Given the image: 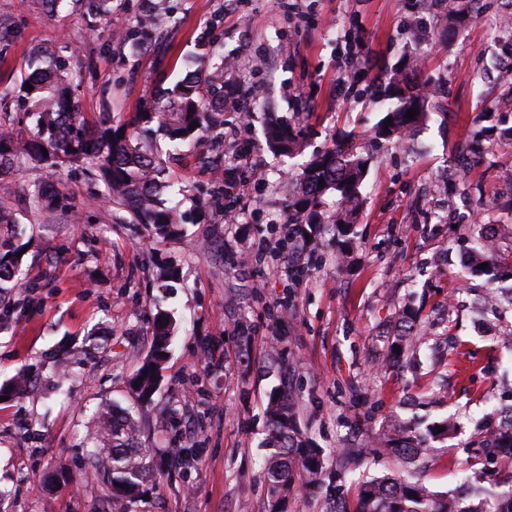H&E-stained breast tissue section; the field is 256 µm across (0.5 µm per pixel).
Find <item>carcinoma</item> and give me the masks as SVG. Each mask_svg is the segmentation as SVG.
I'll list each match as a JSON object with an SVG mask.
<instances>
[{"instance_id": "obj_1", "label": "carcinoma", "mask_w": 512, "mask_h": 512, "mask_svg": "<svg viewBox=\"0 0 512 512\" xmlns=\"http://www.w3.org/2000/svg\"><path fill=\"white\" fill-rule=\"evenodd\" d=\"M47 12H55L70 5L84 13L112 21V0H41ZM171 12L169 0H155L148 5L145 23L155 25ZM417 63L394 72L385 92L390 96L385 120L374 127L372 139L392 142L401 147L409 144L414 131L429 116V110L438 107L439 90L434 86L424 89L416 81ZM32 90H27L25 84ZM19 98L25 112L35 120V133L22 139L7 128L0 127V174L13 168L20 155L35 158L52 167L60 159L72 163L89 157L97 159L99 178L110 202L128 209L138 224H147L158 239L183 235V225L191 222L186 213L168 205V197L177 193L176 185L168 179L153 152L140 143L133 144L124 137L125 127L112 126L109 120L89 128L81 119L80 104L71 88L69 67L65 59L45 47L33 52L21 74ZM418 108L415 119L405 118L407 111ZM224 112V57L207 71L188 72L175 86L163 104H154L135 116V123H158L173 148L195 138L202 129H214L223 124ZM199 127L192 128L193 123ZM267 147L280 154H295L301 142L289 123L272 119L265 132ZM48 156H43V153ZM354 139L334 142L333 146L316 155L305 167L296 183L288 204L290 224H329L340 235H345L357 222L362 208L360 186L368 164ZM325 185H319V180ZM30 203L36 210L53 213L61 207L60 195L50 187L34 186ZM486 244L479 249L473 269L489 267L498 260L494 240L484 236ZM23 249L15 245L13 237L0 234V306L10 312L11 295L28 288L24 280ZM504 300L512 303L511 288H493L480 301L477 312L484 315ZM173 320L167 313L157 316L152 336L153 351L136 369L132 380L138 383L136 392L146 400L152 396L158 382L161 360L171 345ZM268 446L265 478L270 492L287 497L301 485H315L322 470L315 449L301 439L295 425L291 405L283 395L270 397L267 409ZM98 420L96 436L90 450L98 462L95 479L101 484L104 501L135 499L143 493L151 477L150 465L141 441L139 422L132 412L118 405H106L94 411ZM500 422L488 427L483 453L488 461L512 465V404L499 410ZM443 431H438L437 427ZM398 437L385 440L384 451L396 458L400 467L380 476L365 480L359 487L355 512H512V472L507 488L484 486L470 482L458 492H435L419 478V471L431 451L430 441L445 439L456 429L454 419H444L428 430V435L416 434L399 419H394ZM371 497H366V494Z\"/></svg>"}]
</instances>
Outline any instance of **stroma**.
Here are the masks:
<instances>
[{
  "label": "stroma",
  "instance_id": "1",
  "mask_svg": "<svg viewBox=\"0 0 512 512\" xmlns=\"http://www.w3.org/2000/svg\"><path fill=\"white\" fill-rule=\"evenodd\" d=\"M502 3L480 0L478 14L458 22L440 0H172L170 16L134 50L118 44L113 25L73 8L0 0V23L14 29L0 51V122L31 134L21 71L29 52L51 46L70 66L87 124L107 119L152 144L183 189L175 204L194 217L185 238L153 243L148 225L103 201L92 160L49 168L23 157L0 176V207L19 222L33 284L0 320V383L20 371L31 381L26 395L0 402V487L10 491L0 512H102L88 450L92 414L112 401L133 410L156 473L143 497L112 512H333L341 500L352 510L359 481L396 465L378 440L397 416H455L422 479L438 492L473 479L464 460L487 437L476 424L512 394V348L502 342L512 306L482 332L472 306L486 282L460 262L474 232L496 225L512 285V209L503 206L512 140H489L462 163L478 129L512 128V79L492 68L504 43ZM209 42L232 63L224 123L175 151L157 125L131 119ZM410 54L449 106L432 111L409 147L373 143L384 115L378 85ZM273 118L297 127L302 155L267 148ZM350 137L370 166L348 255L318 230L304 265L259 250L300 237L288 192L307 159ZM218 168L245 181L241 199L225 197ZM38 183L64 195L67 213L30 208ZM409 306L421 366L381 368ZM161 310L175 320V343L142 403L129 378ZM278 392L323 466L318 484L280 501L265 480V409ZM357 448L367 456L351 458Z\"/></svg>",
  "mask_w": 512,
  "mask_h": 512
}]
</instances>
